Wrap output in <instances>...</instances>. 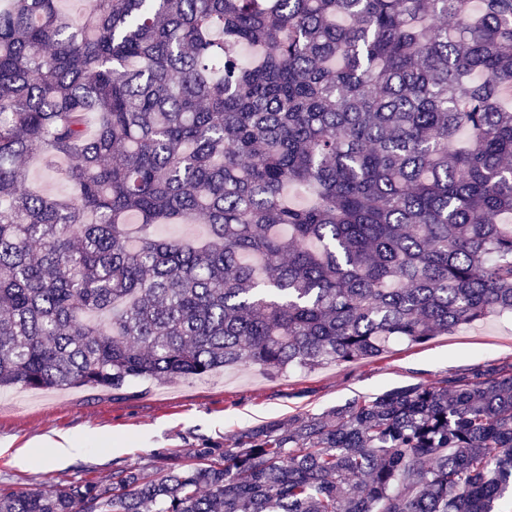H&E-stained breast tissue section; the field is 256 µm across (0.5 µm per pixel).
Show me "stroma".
Segmentation results:
<instances>
[{"mask_svg": "<svg viewBox=\"0 0 512 512\" xmlns=\"http://www.w3.org/2000/svg\"><path fill=\"white\" fill-rule=\"evenodd\" d=\"M512 361V316H493L377 358L277 371L257 365L204 377L137 380L122 390H0V488L108 480L114 469L152 472L222 454L246 430L320 414L358 396L434 382L476 365ZM72 442V451L56 447Z\"/></svg>", "mask_w": 512, "mask_h": 512, "instance_id": "35a3bbf8", "label": "stroma"}]
</instances>
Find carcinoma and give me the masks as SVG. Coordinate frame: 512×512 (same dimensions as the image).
<instances>
[{
	"mask_svg": "<svg viewBox=\"0 0 512 512\" xmlns=\"http://www.w3.org/2000/svg\"><path fill=\"white\" fill-rule=\"evenodd\" d=\"M81 2L79 20L0 6V386L313 369L512 313V0ZM35 157L71 195L27 189ZM506 495L512 362L156 474L0 490V512H493ZM156 232L163 236L200 239L206 234V227L203 224H161Z\"/></svg>",
	"mask_w": 512,
	"mask_h": 512,
	"instance_id": "carcinoma-1",
	"label": "carcinoma"
}]
</instances>
